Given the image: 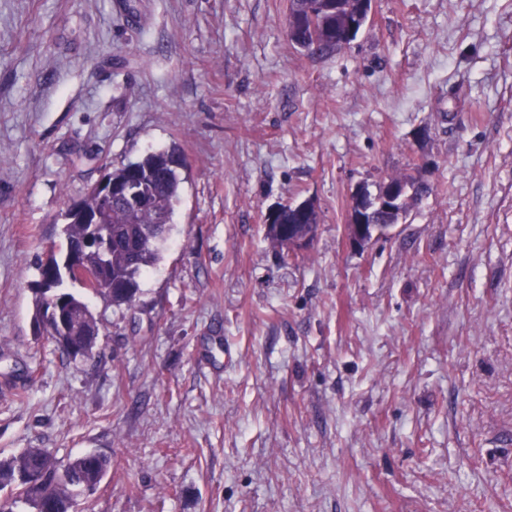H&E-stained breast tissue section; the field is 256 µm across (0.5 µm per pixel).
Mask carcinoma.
I'll return each instance as SVG.
<instances>
[{"mask_svg": "<svg viewBox=\"0 0 512 512\" xmlns=\"http://www.w3.org/2000/svg\"><path fill=\"white\" fill-rule=\"evenodd\" d=\"M359 0H289V23L295 29L289 33L292 47L300 53L326 54L339 52L336 39V7H343L347 14L356 9ZM184 167L181 152L173 147L146 154L142 159L108 172L112 182L125 183L135 180L143 192L161 201L160 209L151 207H126L118 202L107 207L94 188H88L83 206L95 211L103 224L112 231V250L84 251L79 262L91 275L103 274L112 281V303L128 304L138 289V277L160 258V247L168 234L175 207L179 201L180 170ZM390 179L409 186L408 199L417 201L428 195L432 188L419 179L395 174ZM66 246L77 247L91 235V225L68 215L64 226ZM63 306L80 308L91 323L96 320L88 304L76 295L63 292L49 298L40 293L36 300L35 322L50 324L53 301ZM111 458L103 454L88 453L60 465L46 448H28L18 455L0 459V491L9 492L12 502L22 500L37 507L39 488L18 482V476L37 472L42 484L53 488L54 512H71L76 492L84 485L100 486L111 468Z\"/></svg>", "mask_w": 512, "mask_h": 512, "instance_id": "obj_1", "label": "carcinoma"}]
</instances>
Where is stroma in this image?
Returning a JSON list of instances; mask_svg holds the SVG:
<instances>
[{
    "label": "stroma",
    "mask_w": 512,
    "mask_h": 512,
    "mask_svg": "<svg viewBox=\"0 0 512 512\" xmlns=\"http://www.w3.org/2000/svg\"><path fill=\"white\" fill-rule=\"evenodd\" d=\"M289 0H0V457L112 468L76 512H512V0H373L297 52ZM185 157L131 304L38 264L104 173ZM433 191L362 247L359 188ZM314 199L297 253L264 216ZM54 303L53 299H50L43 291L40 290L39 298L36 300V313L35 322L50 324L52 323L50 330L51 332L66 345L67 341L74 337L75 340H80L82 336H95L98 333V326L93 329L92 332H86L80 330V324L82 323L83 316L79 311H75L69 308H62V305L57 304L55 308L51 309V304ZM54 312V315L52 313Z\"/></svg>",
    "instance_id": "stroma-1"
}]
</instances>
